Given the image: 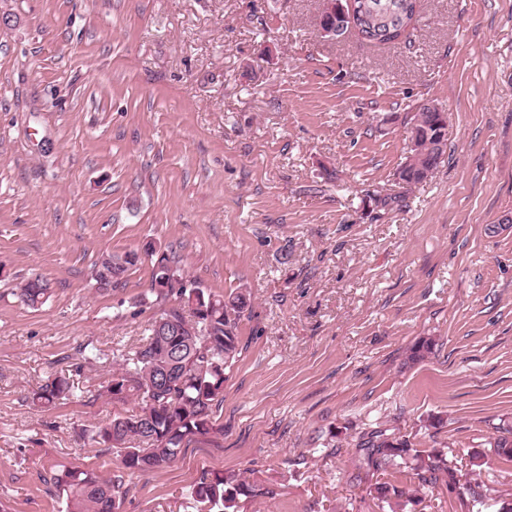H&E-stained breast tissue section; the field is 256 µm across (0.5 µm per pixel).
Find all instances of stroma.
Segmentation results:
<instances>
[{"instance_id": "1", "label": "stroma", "mask_w": 512, "mask_h": 512, "mask_svg": "<svg viewBox=\"0 0 512 512\" xmlns=\"http://www.w3.org/2000/svg\"><path fill=\"white\" fill-rule=\"evenodd\" d=\"M321 0H0V502L62 512L53 471L119 472L77 441L136 401L102 387L174 298L145 244L217 296L245 290L217 431L125 477L120 512H192L203 473L272 484L239 512H380L349 482L387 426L457 463L512 428V0H423L408 41H329ZM432 176L399 183L424 105ZM394 197L375 207L373 195ZM51 292L38 310L20 285ZM435 341L420 363L406 357ZM70 375L74 399L29 393ZM411 128V139L421 142L422 150L413 163L404 162L397 172L400 182L406 185L425 181L436 169L443 155L442 145L448 128L447 112H435L437 107L426 105ZM137 261L138 256L135 253H127L124 256L104 257L95 265L97 266L95 274L100 273L101 270H105L111 279L108 285L112 288V286L122 282L129 267L135 265ZM47 282L38 275L28 278L20 288V297L31 308L38 309L49 298Z\"/></svg>"}]
</instances>
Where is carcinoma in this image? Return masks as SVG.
<instances>
[{
    "label": "carcinoma",
    "instance_id": "obj_1",
    "mask_svg": "<svg viewBox=\"0 0 512 512\" xmlns=\"http://www.w3.org/2000/svg\"><path fill=\"white\" fill-rule=\"evenodd\" d=\"M421 0H355L359 15L358 36L373 45L396 44L409 36L405 20L420 12ZM448 113L421 112L411 128V137L419 140L422 150L412 163L398 170L406 185L426 180L443 155L442 145L448 128ZM138 256H108L97 263L96 272L106 271L109 286L122 282ZM182 276L175 257L155 254L151 291L160 297H173L179 306L163 310L151 323L145 342L123 355L124 364L112 373L104 393L116 403L130 398L141 401L135 414H115L95 426L89 439L108 449L121 452L124 473L133 475L168 466L182 449L198 435L216 430V416L224 404V372L241 353L239 323L251 307L250 294L239 291L216 296L202 288H179L174 276ZM20 297L37 309L49 298L47 282L38 275L28 278L20 288ZM190 318H185L184 308ZM162 321L177 323L180 335L194 339L193 350L180 359V374L164 381L168 355L157 336L156 325ZM433 342L421 340L410 350L408 360L416 364L431 353ZM74 385L64 373L49 375L32 390L30 403L37 409L49 408L69 399ZM358 464L349 474L357 485H367L368 495L378 502L382 512H406L411 503L409 490L387 478L390 473L407 472L417 481V489L433 491L441 485H458L457 499L465 512H491L488 502H506L509 495L481 480L485 456L476 453L470 460V475L463 479L448 451L414 448V444L395 430L376 427L360 434L354 444ZM494 454L512 462V438L496 439ZM123 476L104 478L93 470L61 469L51 482L63 498L66 512H119ZM274 495L270 486L247 480L234 471L204 473L191 489L197 512H238L240 500H255Z\"/></svg>",
    "mask_w": 512,
    "mask_h": 512
}]
</instances>
